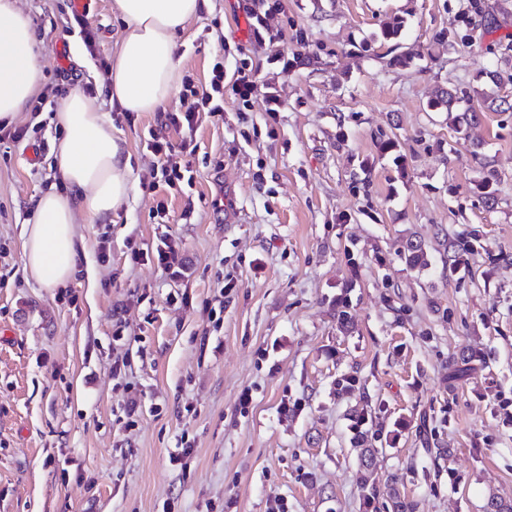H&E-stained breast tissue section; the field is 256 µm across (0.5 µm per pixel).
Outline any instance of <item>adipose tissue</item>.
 <instances>
[{
    "label": "adipose tissue",
    "instance_id": "1",
    "mask_svg": "<svg viewBox=\"0 0 512 512\" xmlns=\"http://www.w3.org/2000/svg\"><path fill=\"white\" fill-rule=\"evenodd\" d=\"M207 0H113L123 27L108 74L111 102L127 112H153L182 82L176 38ZM43 68L30 17L19 0H0V122L13 123L39 89ZM55 167L68 194L47 192L35 202L23 241L24 267L40 286L54 288L75 271L82 242L78 228L117 212L133 189L124 140L107 119L99 97L73 88L58 100Z\"/></svg>",
    "mask_w": 512,
    "mask_h": 512
}]
</instances>
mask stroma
<instances>
[{
  "instance_id": "obj_1",
  "label": "stroma",
  "mask_w": 512,
  "mask_h": 512,
  "mask_svg": "<svg viewBox=\"0 0 512 512\" xmlns=\"http://www.w3.org/2000/svg\"><path fill=\"white\" fill-rule=\"evenodd\" d=\"M502 1L512 10V0H267L266 22L283 34L285 61L273 64L249 25L251 0H208L177 38L183 75L207 81L218 57L228 80L252 67L282 110L272 119L225 96L222 119L200 116L193 188L155 198L140 187L157 171L146 143L180 142L165 115L181 99L131 115L107 102L123 26L112 0H92L98 38L83 55L69 0H20L45 84H90L105 98L134 189L105 222L80 225L72 279L41 287L23 233L58 177L55 98L20 114L25 140L0 141V512H364L362 445L375 450L378 502L394 485L417 512H484L492 492L512 500V69L497 90L505 106L474 96L470 136L427 106L436 89L479 88V71L501 69L512 20L486 18ZM392 16L404 20L405 67L381 60L377 33ZM468 32L471 46L431 59L437 34ZM387 140L395 151L381 152ZM485 168L491 206L478 187ZM412 233L427 269L399 256ZM472 235L477 253L448 270L446 243ZM165 241L180 247V278L149 256L130 261L131 247ZM464 352L481 365L450 378Z\"/></svg>"
}]
</instances>
